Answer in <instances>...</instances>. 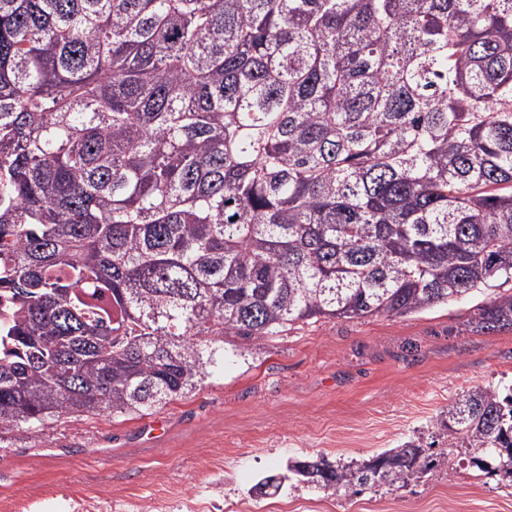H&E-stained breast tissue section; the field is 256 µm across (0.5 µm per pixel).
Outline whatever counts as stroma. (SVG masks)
<instances>
[{"instance_id": "1", "label": "stroma", "mask_w": 512, "mask_h": 512, "mask_svg": "<svg viewBox=\"0 0 512 512\" xmlns=\"http://www.w3.org/2000/svg\"><path fill=\"white\" fill-rule=\"evenodd\" d=\"M489 293L407 316L319 323L243 346L187 397L123 417L65 415L0 443V512H512V478L434 441L456 393L512 386V329L476 332ZM431 470L335 494L293 458L366 460L409 439ZM277 481L255 495L265 478Z\"/></svg>"}]
</instances>
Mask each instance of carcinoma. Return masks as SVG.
<instances>
[{
	"mask_svg": "<svg viewBox=\"0 0 512 512\" xmlns=\"http://www.w3.org/2000/svg\"><path fill=\"white\" fill-rule=\"evenodd\" d=\"M498 292L512 327V0H0V441L201 385L224 337ZM437 424L512 475V392ZM409 440L295 468L430 469Z\"/></svg>",
	"mask_w": 512,
	"mask_h": 512,
	"instance_id": "obj_1",
	"label": "carcinoma"
}]
</instances>
